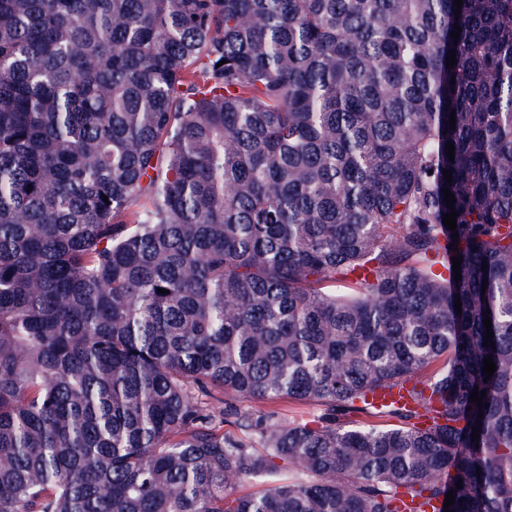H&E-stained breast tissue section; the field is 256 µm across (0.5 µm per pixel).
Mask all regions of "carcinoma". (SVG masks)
<instances>
[{
    "instance_id": "obj_1",
    "label": "carcinoma",
    "mask_w": 512,
    "mask_h": 512,
    "mask_svg": "<svg viewBox=\"0 0 512 512\" xmlns=\"http://www.w3.org/2000/svg\"><path fill=\"white\" fill-rule=\"evenodd\" d=\"M454 3L0 0V512H512V0Z\"/></svg>"
}]
</instances>
